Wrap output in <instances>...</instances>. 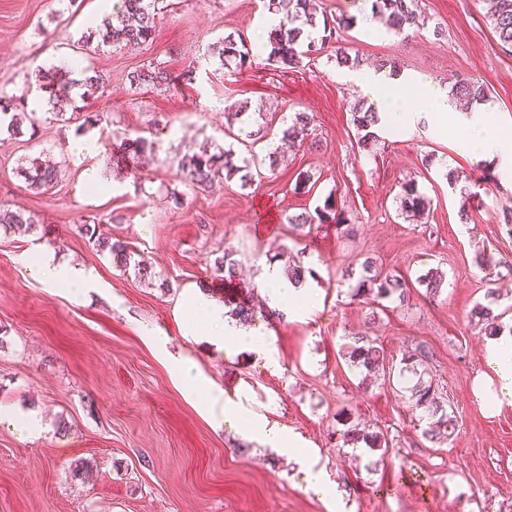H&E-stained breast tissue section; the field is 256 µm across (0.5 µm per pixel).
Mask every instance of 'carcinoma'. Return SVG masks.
<instances>
[{
    "mask_svg": "<svg viewBox=\"0 0 512 512\" xmlns=\"http://www.w3.org/2000/svg\"><path fill=\"white\" fill-rule=\"evenodd\" d=\"M161 0H122L121 8L115 13L104 17L103 42L116 44H139L151 41L156 36L155 15L158 3ZM268 9L280 15L279 23L275 25L269 34V52L267 60L279 65L284 70L296 68L305 58L318 55L325 48L326 41L340 31L348 30L354 25V17H341L333 22L323 20V36L321 41L312 38V29L317 27L316 16L318 0H269ZM372 10L386 19L387 27L397 34H404L410 29H424L427 26L425 18L418 11V0H372ZM491 22L499 43L502 47L512 50V0H495V9L491 15ZM218 56L224 64H235L239 68H247L255 64V59L250 48L242 39H235L228 35L222 39L218 48ZM169 77L165 69L154 67L142 68L132 72L130 84L140 86H160L168 83ZM35 82L39 89L48 95V100L57 105L56 113L60 114L71 108L77 111L75 99L71 96L72 85L76 81L70 78L69 71L62 68L39 69L35 72ZM451 96L460 106L471 108L475 104L487 101V91L482 82L474 78L459 80L452 89ZM354 122L357 127L365 131V137L370 138L373 132L370 128L380 123L378 113L372 107H354ZM310 117L306 112H295L288 124L280 131V144L271 149L268 154L270 164H275L278 154L284 148H291L298 142H303L308 136ZM125 150L133 163L138 165L152 156L155 142L145 137L138 136L128 139L124 143ZM263 160L256 154L243 159V164L238 165L234 161L233 153L220 151L212 153L206 149L200 152L188 153L179 163L181 172L189 183L198 190H205L216 177L222 175L229 180L234 176H240L245 180L247 175L243 171L252 167L259 168ZM59 166L53 160H32L30 168L21 169L28 186L32 189L47 192L54 187L58 179ZM403 210L413 214L425 210L427 201L413 183L403 186ZM320 224L335 223L340 232L346 236L353 233V226L348 220L337 212L335 201L328 197L324 206L315 209V214H300L291 219V223L302 228L313 222ZM17 224H33L19 211L0 208V226L7 228ZM84 234L99 252H106L112 257V261L119 267L130 264L131 253L125 241L105 236L98 232V228L88 224L83 225ZM215 272L230 279L236 273V260L231 254L226 253L214 262ZM419 285L426 288V292L432 296L440 293L444 284L443 274L430 269L417 277ZM376 293L381 299H391L404 303L410 298V288L406 281L397 276L384 275L380 272L375 262L365 260L362 263V271L353 288L352 296L361 297ZM512 307H507L500 313H494L491 305H476L471 311V318L476 320V325L484 330L487 336L499 334L503 327L502 318ZM349 362L358 369L375 372L384 367V349L376 340L359 335L353 338L347 352ZM405 370L418 371V368H427L429 363L428 350L419 345L411 354L405 357ZM410 398L414 407L423 409L428 413L430 422L423 429L424 438L431 442L451 439L457 429L455 416L448 412V406L436 395L434 384L431 381L418 379L410 388ZM346 444L363 442L373 451L387 450L389 441L387 435L380 432L361 433L357 429H348L343 434Z\"/></svg>",
    "mask_w": 512,
    "mask_h": 512,
    "instance_id": "obj_1",
    "label": "carcinoma"
}]
</instances>
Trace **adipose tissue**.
I'll list each match as a JSON object with an SVG mask.
<instances>
[{"mask_svg":"<svg viewBox=\"0 0 512 512\" xmlns=\"http://www.w3.org/2000/svg\"><path fill=\"white\" fill-rule=\"evenodd\" d=\"M361 88L379 106L382 115H395L405 125L413 124L415 112L406 97L399 94L395 82L382 74L366 77ZM428 104L439 120L449 122L460 133L466 151L485 158L496 159L502 171L512 177V152L506 151L503 140L491 131L494 123L492 112L473 111L469 117H461L451 94L445 90L433 91ZM30 276L47 286L65 285L74 298H81L93 288L92 274L83 268L58 263L52 253L41 252L26 264ZM260 286L267 306L281 314H289L294 307H302L306 314L317 310L312 301V283L297 285L284 282L274 275H265ZM185 310L193 324H204L215 342L224 344L227 350H246L263 353L267 341L260 331L247 328L236 320L225 317L223 307L212 302L201 289H194L186 297ZM483 358L488 370L478 377L476 394L485 410L501 411L512 406V335L503 333L486 339ZM175 369L179 380L190 392L201 394V411L214 423L235 422L244 438L278 454L288 456L302 472L308 486L321 492L326 498H337L338 492L330 483L325 471L317 468V449L311 448L297 432L280 426L267 414L245 409L241 397L225 395L190 358L177 360Z\"/></svg>","mask_w":512,"mask_h":512,"instance_id":"adipose-tissue-1","label":"adipose tissue"}]
</instances>
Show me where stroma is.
Here are the masks:
<instances>
[{
	"label": "stroma",
	"instance_id": "35a3bbf8",
	"mask_svg": "<svg viewBox=\"0 0 512 512\" xmlns=\"http://www.w3.org/2000/svg\"><path fill=\"white\" fill-rule=\"evenodd\" d=\"M329 19L355 17L339 44L359 58L355 68L325 54L284 73L257 56L253 67L222 65L210 48L224 36L257 45L268 36V0H171L157 15L154 40L86 50L78 40L95 0H0V104L35 113L18 132L0 129V205L30 216L31 225L0 229V410L36 414L42 429L21 438L0 424V512H330L298 467L241 438L232 423L214 425L175 377L173 362L192 358L228 395L272 412L320 451L319 464L343 490L349 512H512V407L486 413L474 388L487 365L486 336L470 321L475 304L495 288L496 309L512 305V180L481 182L493 160L461 149L453 129L437 127L426 92L464 77L488 90L495 135L512 138V52L491 25L488 0H419L428 27L409 36L368 26L372 0H319ZM442 36H433V28ZM82 62L104 84L81 103L96 125L55 115L29 82L38 60ZM396 64L397 84L418 113L413 127L384 126L363 139L353 106L363 99L362 73L380 60ZM161 66L160 87H131L129 75ZM193 70V81L182 79ZM246 113L229 119V105ZM312 118L311 136L249 183L216 179L196 192L178 162L202 149H233L237 158L266 155L248 133L275 134L295 112ZM94 139L100 151L71 155L66 141ZM156 142L153 158L134 168L125 138ZM46 156L58 162L54 187L30 189L19 169ZM99 167L105 191L90 193L85 174ZM456 183H449L448 172ZM310 174L308 190L297 177ZM415 183L429 206L402 209V187ZM333 198L353 225L297 229L292 216ZM468 221H461V212ZM127 242L132 266L97 252L81 225ZM49 251L92 272L88 300L48 288L25 270L29 255ZM490 257L481 266L478 252ZM231 253L232 279L214 271ZM411 284L408 304L351 295L352 274L365 258ZM313 271L319 309L271 319L257 278L285 277L288 266ZM440 269L445 282L429 297L417 277ZM225 312L253 308V328L266 333L272 359L217 349L204 334L188 335L180 304L191 287ZM376 339L401 360L423 345L428 371L458 420L455 436L431 443L405 380L362 381L343 357L352 334ZM168 339L158 350L152 336ZM384 432L387 452L350 457L345 419ZM85 464L81 477L69 468Z\"/></svg>",
	"mask_w": 512,
	"mask_h": 512
}]
</instances>
